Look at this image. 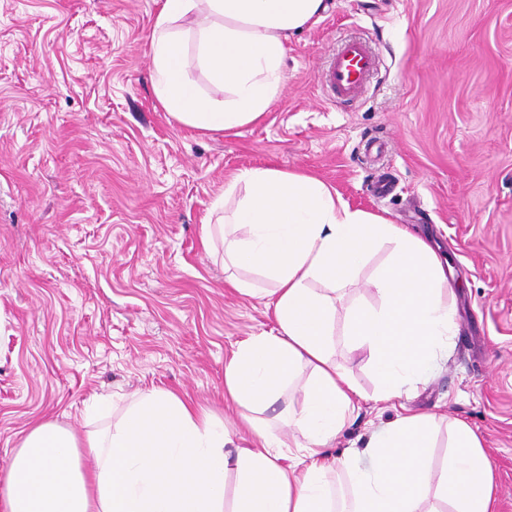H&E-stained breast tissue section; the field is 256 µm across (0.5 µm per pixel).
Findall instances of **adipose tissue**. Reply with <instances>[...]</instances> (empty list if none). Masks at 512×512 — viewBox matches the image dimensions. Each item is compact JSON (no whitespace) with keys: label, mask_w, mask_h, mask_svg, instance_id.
Returning a JSON list of instances; mask_svg holds the SVG:
<instances>
[{"label":"adipose tissue","mask_w":512,"mask_h":512,"mask_svg":"<svg viewBox=\"0 0 512 512\" xmlns=\"http://www.w3.org/2000/svg\"><path fill=\"white\" fill-rule=\"evenodd\" d=\"M326 9V0H164L150 44L158 104L205 135L260 121L284 85L289 41ZM189 35L210 91L182 69ZM210 211L217 224L204 231V249L222 244L226 262L247 271L231 280L237 292L257 296L259 277L275 298L276 331L238 344L224 366L225 390L258 447H241L190 399L154 389L82 439L51 420L32 426L7 472L6 512H224L231 472L233 512H427L431 496L452 512H493L491 462L459 418L448 422V465L437 474L429 467L435 418L419 413L386 423L363 452L329 463L320 456L349 420L356 393L329 351L337 301L380 246L389 245V256L369 282L379 303L346 315L347 336L369 349L379 400L400 397L447 353L454 293L433 247L383 215L352 207L319 178L272 167L240 170ZM296 383L303 405L290 419L306 452L289 471L278 462L284 442L263 415ZM86 454L94 468L83 467ZM334 471L350 478L353 501L340 499L329 479Z\"/></svg>","instance_id":"adipose-tissue-1"}]
</instances>
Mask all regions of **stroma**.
Returning <instances> with one entry per match:
<instances>
[{"mask_svg": "<svg viewBox=\"0 0 512 512\" xmlns=\"http://www.w3.org/2000/svg\"><path fill=\"white\" fill-rule=\"evenodd\" d=\"M160 0H0V486L27 429H98L89 404L162 389L252 434L224 391L248 337L274 331L202 230L239 170L314 175L352 206L428 241L448 264L456 333L417 388L381 402L339 303L330 341L353 419L328 448H363L404 411L465 420L512 512V0H327L288 44L264 118L204 136L162 112L148 46ZM379 66L354 102L320 78L338 40Z\"/></svg>", "mask_w": 512, "mask_h": 512, "instance_id": "35a3bbf8", "label": "stroma"}]
</instances>
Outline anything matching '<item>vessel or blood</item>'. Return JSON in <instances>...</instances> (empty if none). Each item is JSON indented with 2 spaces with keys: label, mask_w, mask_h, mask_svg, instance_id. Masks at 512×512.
<instances>
[{
  "label": "vessel or blood",
  "mask_w": 512,
  "mask_h": 512,
  "mask_svg": "<svg viewBox=\"0 0 512 512\" xmlns=\"http://www.w3.org/2000/svg\"><path fill=\"white\" fill-rule=\"evenodd\" d=\"M376 65V57L366 43L355 39L342 40L321 77V84L331 100H357Z\"/></svg>",
  "instance_id": "vessel-or-blood-1"
}]
</instances>
